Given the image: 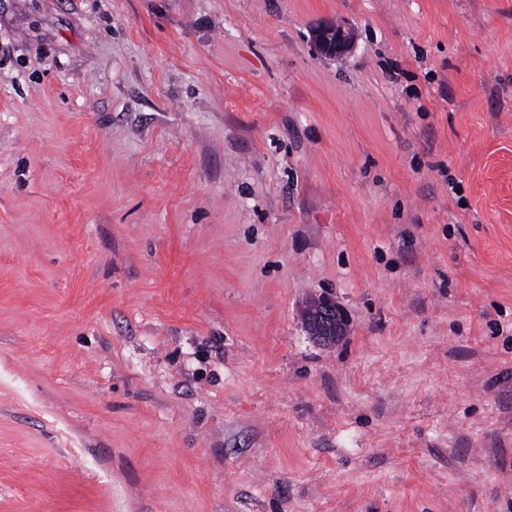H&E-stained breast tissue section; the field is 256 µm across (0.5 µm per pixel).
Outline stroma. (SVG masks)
Listing matches in <instances>:
<instances>
[{
    "label": "stroma",
    "instance_id": "1",
    "mask_svg": "<svg viewBox=\"0 0 512 512\" xmlns=\"http://www.w3.org/2000/svg\"><path fill=\"white\" fill-rule=\"evenodd\" d=\"M0 512H512V0H0ZM316 53L327 58H340L351 50L355 41V32L342 25H325L312 33ZM316 315L307 317L309 334L318 342H337L347 331V318L342 307L332 297L324 296L315 301Z\"/></svg>",
    "mask_w": 512,
    "mask_h": 512
}]
</instances>
